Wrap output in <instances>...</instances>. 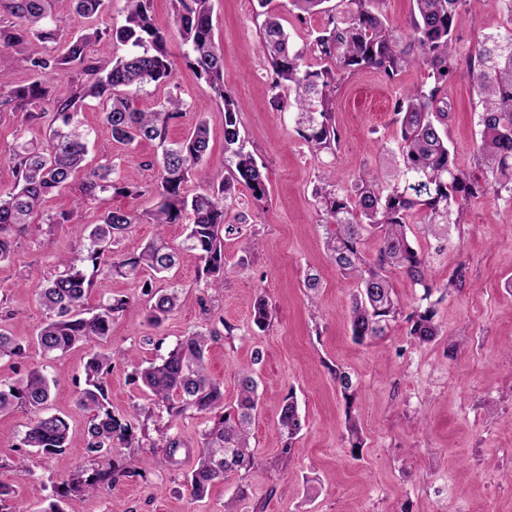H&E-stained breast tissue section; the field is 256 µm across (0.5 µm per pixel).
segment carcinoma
<instances>
[{"label":"carcinoma","instance_id":"carcinoma-1","mask_svg":"<svg viewBox=\"0 0 512 512\" xmlns=\"http://www.w3.org/2000/svg\"><path fill=\"white\" fill-rule=\"evenodd\" d=\"M107 0H0V47L12 49L19 61L38 79L0 92L3 103L25 112L28 119L50 116L44 142L21 144L12 155L15 181L0 189V261L15 252L13 234L26 232L33 224L45 198L66 188L70 179L83 173L76 209L97 199L98 194L115 196L140 193L135 184L105 161L93 168L85 165L87 133L77 120L84 101L102 100L106 105L103 122L112 139L131 145L153 141L161 152L148 165L159 170L154 191L156 209L149 213L153 224L187 223L186 248L196 253L207 285L224 287V240L242 235V225L229 219L239 188L248 189L260 201L267 194L264 165L247 149L240 131L242 105L224 87L223 57L215 40L212 0H171L173 25L186 46L183 59L195 69L220 101L219 116L224 123V152L229 163L224 176L209 174L206 158L209 147L208 117L202 116L193 130L178 142L168 141L169 128L190 108L183 99L170 96L147 112L132 107V101L152 83L170 81L173 60L168 33L159 27L150 10V0H125L124 20L109 30L87 28L69 40L60 56L32 50L34 43L58 40L76 17L90 19ZM331 0H288V12L299 19L322 13L326 23L308 44L299 48L290 43L280 16L269 8L271 0H257L263 53L268 61L270 87L274 99L295 117L298 133L315 154L331 151L339 142L334 122L338 84L345 74L374 70L387 81H395L404 71L419 66L428 70L431 82L409 90L393 105L398 124L399 169L401 179L385 186L378 174L364 172L348 188L336 185L331 177L315 191L323 213L325 247L331 260L346 278L358 282L353 294L351 331L363 342L386 335L390 323L402 315L388 272L400 269L424 290L428 300L434 283L429 279L426 260L407 237L410 218L420 212L428 233L440 239L449 224H457L464 202L475 198L498 199L506 192L512 198V27L505 33L487 36L480 46L462 56L454 43V33L466 13L484 0H413L406 26L391 25L383 13V0H339L341 13ZM105 34L129 47L110 61L86 54L87 44ZM320 60L316 68L307 57ZM76 63L79 77L74 83L50 89L40 77ZM468 78L477 87V114L480 139L476 155L481 175L457 168L448 147L447 119L451 105L448 86ZM205 189L193 195L186 190L191 178ZM140 216L121 208L104 211L99 223L88 228L90 244L84 260L91 273L61 258L62 270L47 279L39 294L44 310L43 326L36 342L45 353L66 352L78 344L100 341L110 336L114 314L124 310L128 300L112 297L89 315L85 299L94 276L110 274L138 279L146 270L160 275L171 270L178 253L161 238L149 241L138 253L116 255L112 245ZM377 236L374 258L362 251L365 239ZM178 289L158 288L151 297L147 321L160 325L179 304ZM268 301L259 296L253 305L256 325L267 323ZM435 311L416 309L405 316L408 335L418 344H428L439 335ZM218 331H194L179 340L161 363H152L138 372V378L154 397V404L176 418L186 410L211 413L217 409L212 427L205 430L197 450L196 466L186 477L190 495L204 497L212 486L224 482L233 472L248 471L254 465L250 445L252 415L257 408L258 384L251 373H237L239 392L236 404L224 406V390L208 374L207 354ZM23 342L0 326V356L20 357ZM112 354L94 353L85 364V388L77 405L88 413L81 452L96 459L118 445L134 439L130 417H117L109 402L107 375ZM48 377L33 368L9 384L0 383V414L24 407L34 415L21 443L43 454H59L70 449L69 425L58 415L44 413L49 407ZM278 425L292 440L302 430L303 418L293 395L280 407ZM115 470L92 469L78 475L68 486H59V497L68 489L93 494L112 482ZM0 512H28L17 501L15 489L0 484Z\"/></svg>","mask_w":512,"mask_h":512}]
</instances>
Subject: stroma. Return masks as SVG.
<instances>
[{
    "instance_id": "35a3bbf8",
    "label": "stroma",
    "mask_w": 512,
    "mask_h": 512,
    "mask_svg": "<svg viewBox=\"0 0 512 512\" xmlns=\"http://www.w3.org/2000/svg\"><path fill=\"white\" fill-rule=\"evenodd\" d=\"M213 4L215 36L224 50V84L244 105L240 130L265 167L267 194L258 201L249 191H238L233 212L245 216V234L224 243L223 288H206L196 255L183 248L185 225L147 220L157 202L152 189L159 172L150 165L155 143L113 141L102 122V103L87 101L78 118L89 132L88 165L116 162L143 193L104 194L76 209L75 225H44L20 234L13 258L0 262V309L11 313L6 321L11 334L27 343L23 358H0V383L30 368L59 376L49 411L68 422L72 447L60 455L37 453L21 443L30 413L19 409L0 415V483L15 486L31 512H43L54 486L90 468V460L78 453L87 416L76 399L85 386L87 358L104 351L114 355L107 376L113 414L126 416L137 407L144 415L135 423L133 443L99 461L103 468L115 463L122 476L97 494L76 491L63 497V512H224L225 501L240 489L245 495L238 497L237 512H512V197L466 202L461 222L449 225L442 249L412 224L410 240L438 285L430 298L440 328L435 341L413 342L401 319L383 339L355 342L349 312L357 285L342 276L325 250L314 193L327 173L343 187L366 170L394 181L392 107L407 90L426 82L427 72L413 67L393 82L373 70L345 75L334 108L339 147L316 155L298 135L292 113L273 102L256 0ZM151 11L170 32L173 77L170 83L147 86L133 106L147 110L172 93L192 103L193 111L170 129V140L178 141L197 123V106L212 107V92L182 60L170 0H151ZM508 24L487 0L457 27L456 45L461 53L473 51ZM448 98L454 107L448 145L459 169L477 171L476 92L463 78L449 88ZM46 127V119L27 121L12 106L0 105V188L14 182L13 146L43 142ZM115 207L142 216L115 245V253L139 252L157 237L180 248L178 264L153 285L178 288L182 303L155 327L147 321L149 303L140 283L97 275L88 309L114 296L129 300L113 320L111 336L59 356L44 354L36 343L44 320L39 289L56 271L59 257H83L78 225L98 223L105 210ZM312 269L322 282L314 297L303 286ZM458 270L464 288L445 293L444 282ZM260 296L270 308L262 328L253 321ZM224 323L233 332L212 341L208 370L223 386L228 404L236 399L240 368H249L258 382L260 402L251 428L255 465L229 475L197 500L185 480L214 416L193 410L173 420L162 416L137 373L160 362L183 336ZM340 370L350 372L356 383L350 406L336 382ZM290 394L304 419L292 441L278 426L280 405ZM351 416L363 439L357 450L346 430ZM169 436L184 447L174 466L160 446Z\"/></svg>"
}]
</instances>
